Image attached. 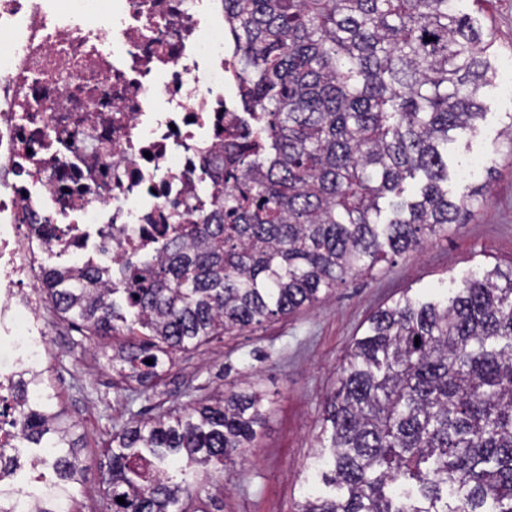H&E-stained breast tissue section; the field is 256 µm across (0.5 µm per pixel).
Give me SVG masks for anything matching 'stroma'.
I'll return each instance as SVG.
<instances>
[{"mask_svg":"<svg viewBox=\"0 0 512 512\" xmlns=\"http://www.w3.org/2000/svg\"><path fill=\"white\" fill-rule=\"evenodd\" d=\"M457 7L476 24L495 28L490 55L496 74L481 91L484 116L476 133L457 132L448 145L451 197L474 189L482 193L469 221L454 225L448 237L379 263L372 274L350 278L320 304L177 354L158 385L131 404L96 344L56 322L52 384L89 465L80 512H104L100 487L115 424L128 420L130 412L147 417L158 403H181L186 394L217 388L257 389L273 404L253 448L206 487L208 512H295L314 489L322 401L367 318L401 295L434 298L481 269L512 266V137L505 132L512 121V86L505 80L512 65V0H483L478 7L458 0Z\"/></svg>","mask_w":512,"mask_h":512,"instance_id":"stroma-1","label":"stroma"}]
</instances>
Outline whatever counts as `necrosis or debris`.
Returning a JSON list of instances; mask_svg holds the SVG:
<instances>
[{
	"mask_svg": "<svg viewBox=\"0 0 512 512\" xmlns=\"http://www.w3.org/2000/svg\"><path fill=\"white\" fill-rule=\"evenodd\" d=\"M224 0H0V512L64 505L20 446L52 323L43 259L120 269L200 221L248 128Z\"/></svg>",
	"mask_w": 512,
	"mask_h": 512,
	"instance_id": "necrosis-or-debris-1",
	"label": "necrosis or debris"
}]
</instances>
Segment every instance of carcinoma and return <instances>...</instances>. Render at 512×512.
Returning a JSON list of instances; mask_svg holds the SVG:
<instances>
[{
  "instance_id": "cac0c4a2",
  "label": "carcinoma",
  "mask_w": 512,
  "mask_h": 512,
  "mask_svg": "<svg viewBox=\"0 0 512 512\" xmlns=\"http://www.w3.org/2000/svg\"><path fill=\"white\" fill-rule=\"evenodd\" d=\"M224 11L253 125L211 174L225 185L215 212L174 225L157 259L116 276L43 275L61 321L103 349L122 340L107 363L130 367L141 394L175 353L320 302L447 236L479 202L448 198V141L482 116L493 27L448 0H224ZM48 391L23 415V447L71 487L83 472L74 424ZM264 400L219 392L131 415L110 440V512H204L195 467L217 463L221 476L235 464ZM319 444L333 490L298 512H512V267L375 312L339 365Z\"/></svg>"
}]
</instances>
